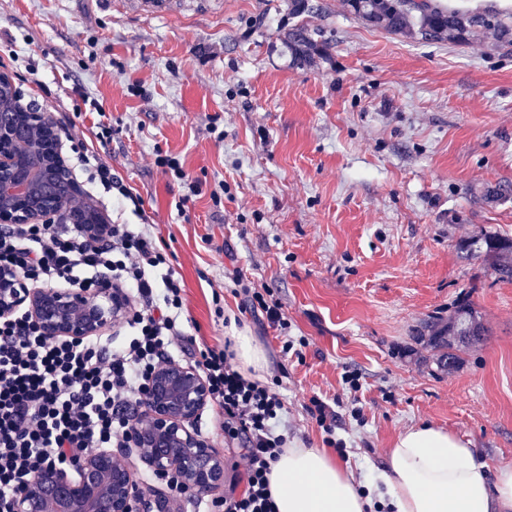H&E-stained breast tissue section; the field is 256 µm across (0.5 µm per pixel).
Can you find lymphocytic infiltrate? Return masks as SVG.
Wrapping results in <instances>:
<instances>
[{"instance_id":"lymphocytic-infiltrate-1","label":"lymphocytic infiltrate","mask_w":512,"mask_h":512,"mask_svg":"<svg viewBox=\"0 0 512 512\" xmlns=\"http://www.w3.org/2000/svg\"><path fill=\"white\" fill-rule=\"evenodd\" d=\"M166 264L147 232L129 224L100 239L76 224L0 227V266L30 283L91 289L109 280L139 299L128 338L115 346L47 339L21 312L0 319V512H11L41 466L66 468L90 449L124 443L147 376L179 353L205 378L225 432L245 438L244 488L213 501V512H276L267 474L287 444L275 431L283 401L244 376L228 346L198 349L184 336V290Z\"/></svg>"}]
</instances>
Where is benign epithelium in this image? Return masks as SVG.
Instances as JSON below:
<instances>
[{
    "instance_id": "7a95c632",
    "label": "benign epithelium",
    "mask_w": 512,
    "mask_h": 512,
    "mask_svg": "<svg viewBox=\"0 0 512 512\" xmlns=\"http://www.w3.org/2000/svg\"><path fill=\"white\" fill-rule=\"evenodd\" d=\"M65 182L69 196L53 191ZM83 223L91 236L108 231L98 210L71 177L58 130L42 112L0 113V223L51 224L55 217ZM124 289L110 283L90 293L75 287H33L14 268L0 267V319L25 311L50 340L80 341L97 336L128 312ZM146 406L133 419L128 444L162 479L173 478L190 496L217 490L224 482V458L199 437L194 426L210 402L203 376L171 361L149 378ZM13 512H176L173 497H145L125 456L94 448L72 468L38 470L13 501Z\"/></svg>"
}]
</instances>
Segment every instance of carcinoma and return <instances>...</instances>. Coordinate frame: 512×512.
Wrapping results in <instances>:
<instances>
[{"label":"carcinoma","instance_id":"1","mask_svg":"<svg viewBox=\"0 0 512 512\" xmlns=\"http://www.w3.org/2000/svg\"><path fill=\"white\" fill-rule=\"evenodd\" d=\"M347 13L365 24L388 33L431 43L463 45L479 34H490L496 43L512 46V14L496 9H449L435 0H343ZM299 59H312L316 44L303 24L288 32ZM486 254L494 258L492 272L500 279L512 280V239L489 236L484 240ZM482 316L470 302H461L429 326L426 344L442 369L462 363V353L483 341Z\"/></svg>","mask_w":512,"mask_h":512}]
</instances>
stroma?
<instances>
[{"label":"stroma","instance_id":"obj_1","mask_svg":"<svg viewBox=\"0 0 512 512\" xmlns=\"http://www.w3.org/2000/svg\"><path fill=\"white\" fill-rule=\"evenodd\" d=\"M290 2L0 0V73L69 130L71 175L107 223L148 221L184 283L185 333L263 349L264 371L245 373L277 383L289 445L322 447L308 412L319 399L369 482L419 421L489 469L512 463V281L471 249L512 238V197L482 196L512 184V47L394 35L342 0L296 18ZM298 22L319 47L306 64L288 46ZM78 150L109 164L142 214L91 184ZM160 155L180 159L198 196ZM236 274L268 289L287 330L245 311ZM462 298L486 335L442 370L419 332ZM288 339L302 358L283 353ZM206 441L224 458L214 499L240 493L242 438Z\"/></svg>","mask_w":512,"mask_h":512}]
</instances>
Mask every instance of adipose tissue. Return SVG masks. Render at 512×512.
Wrapping results in <instances>:
<instances>
[{
	"mask_svg": "<svg viewBox=\"0 0 512 512\" xmlns=\"http://www.w3.org/2000/svg\"><path fill=\"white\" fill-rule=\"evenodd\" d=\"M380 480L394 512H512V466L490 473L456 435L426 422L397 435ZM268 481L277 512H367L371 503L326 448L284 449Z\"/></svg>",
	"mask_w": 512,
	"mask_h": 512,
	"instance_id": "1",
	"label": "adipose tissue"
}]
</instances>
